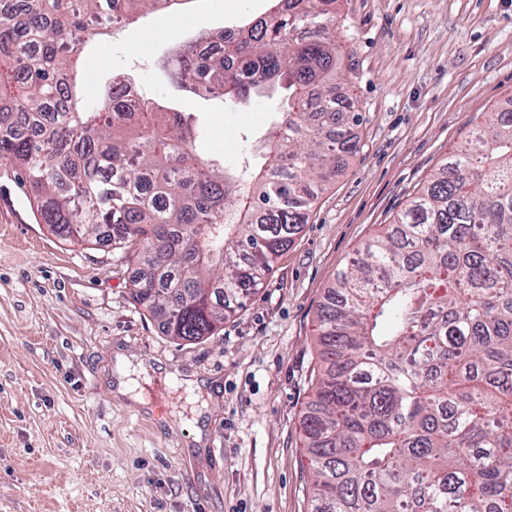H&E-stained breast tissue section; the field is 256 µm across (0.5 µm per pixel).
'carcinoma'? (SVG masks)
Wrapping results in <instances>:
<instances>
[{"mask_svg": "<svg viewBox=\"0 0 512 512\" xmlns=\"http://www.w3.org/2000/svg\"><path fill=\"white\" fill-rule=\"evenodd\" d=\"M178 0H0V165L59 238L128 254L133 299L188 343L246 306L356 151L339 94L338 0L175 43L178 90L288 111L228 165L192 115L111 71L78 99L80 56ZM323 368L302 421L310 512H512V115L478 125L338 272L316 315Z\"/></svg>", "mask_w": 512, "mask_h": 512, "instance_id": "carcinoma-1", "label": "carcinoma"}]
</instances>
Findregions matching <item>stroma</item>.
<instances>
[{"label":"stroma","instance_id":"stroma-1","mask_svg":"<svg viewBox=\"0 0 512 512\" xmlns=\"http://www.w3.org/2000/svg\"><path fill=\"white\" fill-rule=\"evenodd\" d=\"M271 0H191L89 42L83 96L131 73L195 113L199 156L237 164L287 108L183 97L160 63L171 38L260 17ZM358 148L259 290L215 336H165L131 294L122 250L58 238L0 166V512H309L301 422L319 360L316 313L357 248L389 223L473 124L512 113V0H341ZM145 403L116 398L115 350ZM196 374L198 394L165 374ZM206 444L195 448L194 413Z\"/></svg>","mask_w":512,"mask_h":512}]
</instances>
